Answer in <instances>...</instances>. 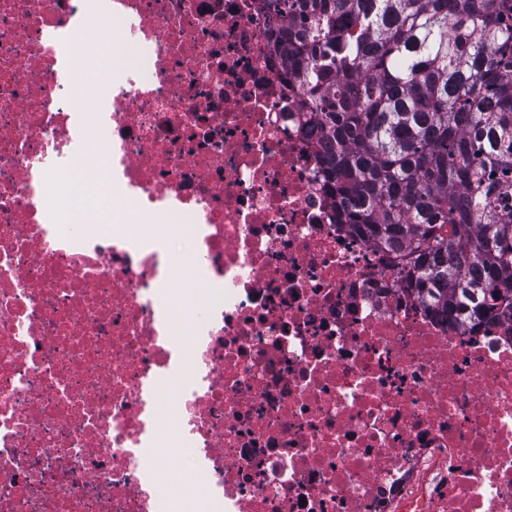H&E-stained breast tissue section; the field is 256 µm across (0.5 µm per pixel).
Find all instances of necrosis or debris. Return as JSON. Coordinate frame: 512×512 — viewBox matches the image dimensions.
I'll list each match as a JSON object with an SVG mask.
<instances>
[{"instance_id": "necrosis-or-debris-1", "label": "necrosis or debris", "mask_w": 512, "mask_h": 512, "mask_svg": "<svg viewBox=\"0 0 512 512\" xmlns=\"http://www.w3.org/2000/svg\"><path fill=\"white\" fill-rule=\"evenodd\" d=\"M284 23L0 0V512H512V319L339 223Z\"/></svg>"}]
</instances>
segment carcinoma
<instances>
[{
    "label": "carcinoma",
    "mask_w": 512,
    "mask_h": 512,
    "mask_svg": "<svg viewBox=\"0 0 512 512\" xmlns=\"http://www.w3.org/2000/svg\"><path fill=\"white\" fill-rule=\"evenodd\" d=\"M342 223L435 313L512 315V0H263Z\"/></svg>",
    "instance_id": "1"
}]
</instances>
